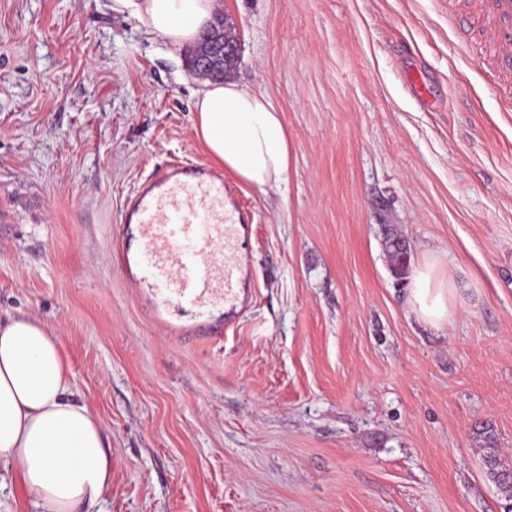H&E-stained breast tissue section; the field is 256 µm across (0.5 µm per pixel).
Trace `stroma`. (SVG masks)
<instances>
[{
  "label": "stroma",
  "mask_w": 512,
  "mask_h": 512,
  "mask_svg": "<svg viewBox=\"0 0 512 512\" xmlns=\"http://www.w3.org/2000/svg\"><path fill=\"white\" fill-rule=\"evenodd\" d=\"M233 78L283 112V192L238 184L246 305L171 336L121 262L138 184L215 162L189 50L109 0H0V316L58 337L112 482L97 512H507L479 432L512 464V112L448 0H224ZM418 73L432 88L420 102ZM442 255L463 304L407 313ZM442 264V256H426L413 270L406 298L408 315L436 330L454 319L462 307L463 287L453 278L444 276ZM483 435V437L481 436ZM480 436L483 441V461L485 467L487 468L488 474H495L494 470L500 472L501 474L511 470L502 465L499 448H497V440L495 435L492 433V430L489 428H484L480 432Z\"/></svg>",
  "instance_id": "1"
}]
</instances>
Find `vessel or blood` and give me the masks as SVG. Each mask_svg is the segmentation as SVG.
<instances>
[{
    "mask_svg": "<svg viewBox=\"0 0 512 512\" xmlns=\"http://www.w3.org/2000/svg\"><path fill=\"white\" fill-rule=\"evenodd\" d=\"M448 23L460 45H485L495 84L512 98V0H455ZM123 221L143 229V245L127 262L151 295L153 319L182 313L212 324L237 307L249 217L222 174L171 165L127 198Z\"/></svg>",
    "mask_w": 512,
    "mask_h": 512,
    "instance_id": "1",
    "label": "vessel or blood"
}]
</instances>
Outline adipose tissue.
Listing matches in <instances>:
<instances>
[{
  "mask_svg": "<svg viewBox=\"0 0 512 512\" xmlns=\"http://www.w3.org/2000/svg\"><path fill=\"white\" fill-rule=\"evenodd\" d=\"M113 12L180 49L213 23L223 0H110ZM195 136L213 160L260 191L286 183L290 167L282 113L264 93L233 80L202 81L194 93ZM426 256L413 270L409 316L439 330L462 306L461 286ZM74 373L57 336L28 316L0 320V461L16 476L37 512H83L112 480V461L98 421L73 396Z\"/></svg>",
  "mask_w": 512,
  "mask_h": 512,
  "instance_id": "1",
  "label": "adipose tissue"
}]
</instances>
